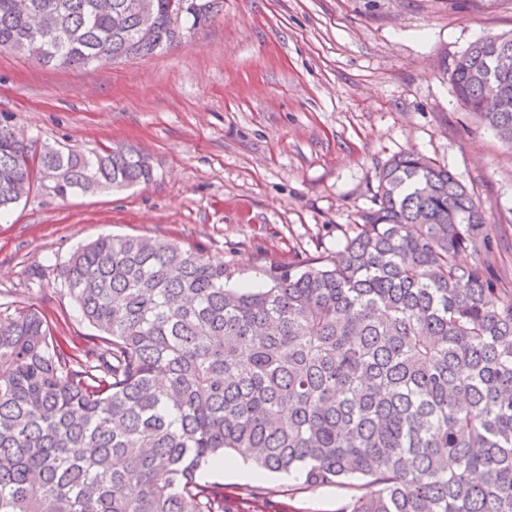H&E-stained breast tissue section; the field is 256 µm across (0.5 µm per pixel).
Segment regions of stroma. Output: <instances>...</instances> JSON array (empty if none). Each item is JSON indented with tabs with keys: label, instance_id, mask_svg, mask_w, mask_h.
Wrapping results in <instances>:
<instances>
[{
	"label": "stroma",
	"instance_id": "1",
	"mask_svg": "<svg viewBox=\"0 0 512 512\" xmlns=\"http://www.w3.org/2000/svg\"><path fill=\"white\" fill-rule=\"evenodd\" d=\"M512 32V0H219L173 48L101 67L46 68L0 52V114L35 150L141 153L151 181L67 198L34 185L0 221V303L32 308L73 341L91 334L54 270L105 234L152 236L259 282L266 261L335 251L372 205L379 167L415 151L457 174L501 235L512 279V148L449 80L474 41ZM235 512H348L359 485L269 473Z\"/></svg>",
	"mask_w": 512,
	"mask_h": 512
}]
</instances>
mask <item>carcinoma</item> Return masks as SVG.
<instances>
[{
    "instance_id": "carcinoma-1",
    "label": "carcinoma",
    "mask_w": 512,
    "mask_h": 512,
    "mask_svg": "<svg viewBox=\"0 0 512 512\" xmlns=\"http://www.w3.org/2000/svg\"><path fill=\"white\" fill-rule=\"evenodd\" d=\"M36 42L0 0V50L45 67L147 58L217 0H32ZM512 39L454 64L465 108L512 148V76L485 79ZM54 195L152 177L122 148L48 147ZM30 147L0 121V215L30 191ZM334 252L270 261L266 286L153 237L102 236L58 267L94 330L72 345L38 311H0V512H226L198 472L230 457L308 486L359 480L350 512H512V281L499 234L448 168L400 153ZM470 251L474 261L457 256Z\"/></svg>"
}]
</instances>
